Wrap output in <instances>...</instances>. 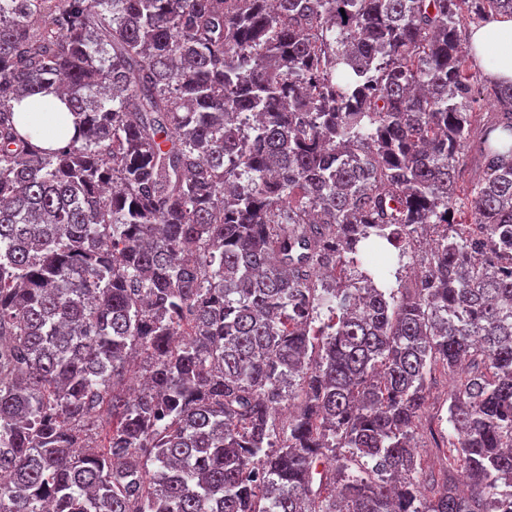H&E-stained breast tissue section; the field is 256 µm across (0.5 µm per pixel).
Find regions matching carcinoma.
I'll list each match as a JSON object with an SVG mask.
<instances>
[{
    "mask_svg": "<svg viewBox=\"0 0 512 512\" xmlns=\"http://www.w3.org/2000/svg\"><path fill=\"white\" fill-rule=\"evenodd\" d=\"M471 14L512 0H0V512L512 502V82ZM57 90L53 151L11 102ZM489 19L490 17L466 19L469 31L475 27L469 38V51L474 57L468 56V66L471 72L485 77H488L489 72L495 81H512V18L499 15L483 25ZM489 55H494L497 59L495 66L491 68L487 60L480 61L487 59ZM476 145H477L476 140L473 139L470 141V143L468 144V147L465 150V153L467 155V158H466L467 166L463 170L462 178H459L458 186H460V188H458V190L456 192V194H457L456 206H457V208L459 206H461V208H459V209H462L463 202H466L465 193H467L468 187H470L471 183L476 182L479 179H482V177L484 176L483 169L478 168V163L476 162V159H477ZM463 190H464V192H463ZM452 385L451 376H447L443 371H439L435 374V379L432 384L431 392L432 396L430 399V405L427 408L424 416L421 420V425L417 434V445L420 448L421 462L425 470H432L439 475V463H442L436 455L435 442L429 433L428 425L432 422V426L437 430L436 417H443L444 422L441 428L448 432V424L445 419L448 416V391ZM447 399V400H446Z\"/></svg>",
    "mask_w": 512,
    "mask_h": 512,
    "instance_id": "carcinoma-1",
    "label": "carcinoma"
}]
</instances>
